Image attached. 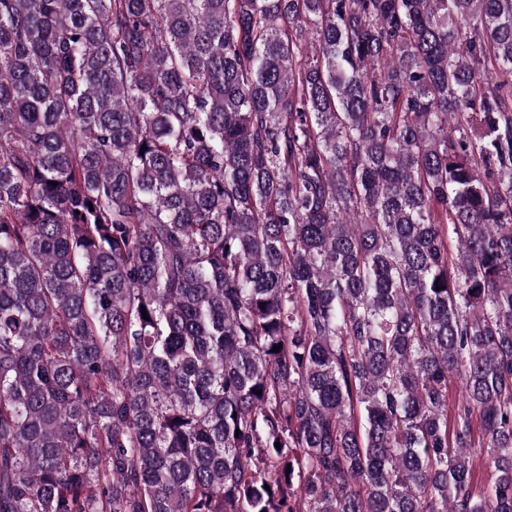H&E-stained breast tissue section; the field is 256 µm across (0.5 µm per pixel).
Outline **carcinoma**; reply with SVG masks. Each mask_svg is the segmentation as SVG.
I'll return each instance as SVG.
<instances>
[{"label":"carcinoma","instance_id":"cac0c4a2","mask_svg":"<svg viewBox=\"0 0 512 512\" xmlns=\"http://www.w3.org/2000/svg\"><path fill=\"white\" fill-rule=\"evenodd\" d=\"M0 512H512V0H0Z\"/></svg>","mask_w":512,"mask_h":512}]
</instances>
